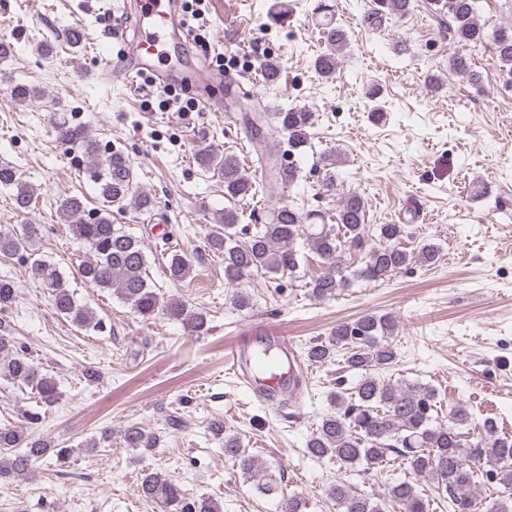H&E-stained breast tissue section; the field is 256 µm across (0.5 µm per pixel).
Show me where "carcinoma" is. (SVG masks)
<instances>
[{"instance_id": "cac0c4a2", "label": "carcinoma", "mask_w": 512, "mask_h": 512, "mask_svg": "<svg viewBox=\"0 0 512 512\" xmlns=\"http://www.w3.org/2000/svg\"><path fill=\"white\" fill-rule=\"evenodd\" d=\"M394 18L413 11L414 0H378ZM438 10L452 22L451 40L462 45L478 44L492 39L497 58L512 67V28L501 27L489 35L477 18V0H433ZM318 25L325 45L314 62L315 72L328 79L336 73L339 59L349 47V34L337 25L331 6L315 7ZM448 68L471 85L480 83V75L463 55L449 58ZM287 136V148L271 140L264 132L269 120ZM254 157L250 170L232 156L210 150L197 154V162L224 181V195L244 201L257 195L255 174L281 184L293 185L300 177L298 159L311 146L310 129L313 115L308 110L290 106L271 114L256 112L246 119ZM55 138L87 159V173L96 184L105 208L96 213L86 209L76 195L59 201V214L73 237L89 246L90 256L78 265L82 280L93 288L112 289L144 318L162 311L181 321L196 335L208 331L205 314L188 309L179 298L161 297L149 284V260L144 243L112 223V210L128 209L139 215L155 211L151 193L135 188L130 160L119 149L101 147L81 125L65 117L53 126ZM292 158L283 164L282 156ZM320 189L325 195L338 191L336 158L331 152L322 155ZM0 186L13 192L14 207L19 212L30 209L32 188L23 182L14 167L0 164ZM365 204L356 194L341 197L334 223L326 213L304 210L284 204L270 213L267 221L255 225L247 241L236 239L239 212L224 209L216 214L214 225L206 237V248L224 260V280L236 285L254 274L293 273L299 267L298 241H303L325 264L324 271L312 282L313 293L332 296L347 287L351 276L345 274L341 254L345 250L364 253V266L354 276L384 280L405 268L411 254L401 246L408 236L404 224H379L374 233L366 230ZM41 224H23L19 230L0 228V255L15 257L29 265L46 288L54 309L80 327H97L100 321L88 307L77 303L68 281L56 265L36 257L33 244L40 238ZM171 279L181 282L191 276L194 257L170 246L164 248ZM18 298L14 281L0 278V312L13 307ZM395 321L387 315L365 314L350 322H341L324 340L304 350L305 360L312 365L330 362L344 351L346 368L359 378L351 391L333 394L335 411L323 417L318 429L307 442V452L318 459H328L340 467L366 469L388 467L396 461L408 466L410 477L394 481L376 498L351 489L344 481L330 485L327 494L336 501L340 512H431V500L421 493L419 481L433 483L440 492L437 508L448 512H512V438L496 433L492 423L478 429L471 441L462 432L469 413L458 407L448 422L439 421L435 390L422 385H407L379 373L395 364L396 350L390 336ZM0 374L30 386L46 405L59 399L55 379L43 373L25 355L12 350V339L0 336ZM132 448L155 447L157 437L141 428L130 426L124 434ZM20 452H14V449ZM54 452L59 464L67 463L73 449L56 448L43 438L35 439L18 426L0 427V479L15 478L29 471L32 463L48 452ZM224 455L237 461L244 477L267 493L277 491L272 475L254 456L241 447L236 435L224 436ZM142 495L167 512H222V505L210 497L189 498L182 488L166 475L151 471L144 474Z\"/></svg>"}]
</instances>
